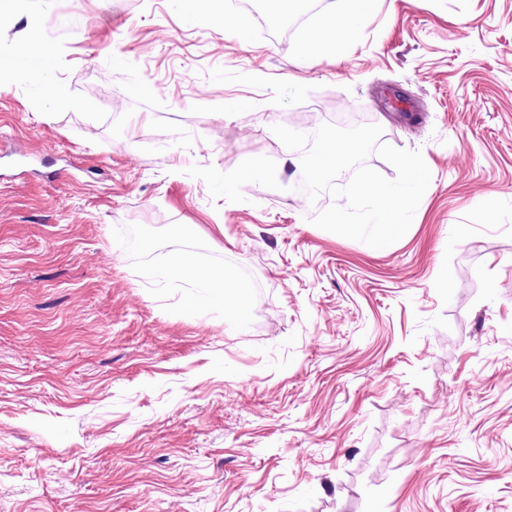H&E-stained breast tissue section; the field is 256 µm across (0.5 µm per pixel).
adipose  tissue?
<instances>
[{
  "label": "adipose tissue",
  "instance_id": "adipose-tissue-1",
  "mask_svg": "<svg viewBox=\"0 0 512 512\" xmlns=\"http://www.w3.org/2000/svg\"><path fill=\"white\" fill-rule=\"evenodd\" d=\"M373 0H342L340 11L322 14L317 25L299 45L304 55H342L349 31L371 9ZM200 297L221 304L225 315L236 314L240 307L239 285L220 271L194 275Z\"/></svg>",
  "mask_w": 512,
  "mask_h": 512
}]
</instances>
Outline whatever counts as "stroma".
Returning <instances> with one entry per match:
<instances>
[{
    "instance_id": "obj_1",
    "label": "stroma",
    "mask_w": 512,
    "mask_h": 512,
    "mask_svg": "<svg viewBox=\"0 0 512 512\" xmlns=\"http://www.w3.org/2000/svg\"><path fill=\"white\" fill-rule=\"evenodd\" d=\"M229 2L0 21L53 62L0 80V512H512V0H377L339 59ZM314 104L421 151L397 242L297 202ZM195 286L201 298L224 306L225 315L232 316L241 308L240 285L233 281L224 271L195 272Z\"/></svg>"
}]
</instances>
